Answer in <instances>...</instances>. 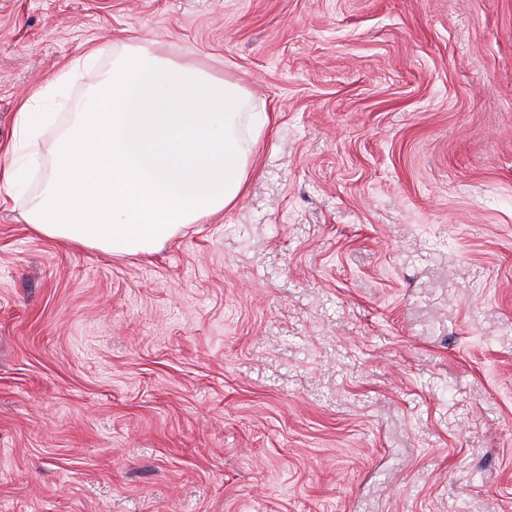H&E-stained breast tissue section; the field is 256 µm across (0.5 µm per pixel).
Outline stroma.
I'll use <instances>...</instances> for the list:
<instances>
[{
  "label": "stroma",
  "instance_id": "stroma-1",
  "mask_svg": "<svg viewBox=\"0 0 512 512\" xmlns=\"http://www.w3.org/2000/svg\"><path fill=\"white\" fill-rule=\"evenodd\" d=\"M159 41L267 113L150 255L23 213L81 84ZM0 512H512V0H0ZM45 93L46 91L42 90V88L36 90L20 106L19 112H17L16 115V125L22 138L26 137L32 132L34 119L33 114L35 113L31 112L32 107L33 104L38 101Z\"/></svg>",
  "mask_w": 512,
  "mask_h": 512
}]
</instances>
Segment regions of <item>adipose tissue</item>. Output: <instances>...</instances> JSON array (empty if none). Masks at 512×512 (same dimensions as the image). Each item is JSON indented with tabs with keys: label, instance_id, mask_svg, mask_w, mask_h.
Masks as SVG:
<instances>
[{
	"label": "adipose tissue",
	"instance_id": "obj_1",
	"mask_svg": "<svg viewBox=\"0 0 512 512\" xmlns=\"http://www.w3.org/2000/svg\"><path fill=\"white\" fill-rule=\"evenodd\" d=\"M62 79L85 90L25 215L37 234L151 254L242 199L264 120L236 80L176 62L153 40L116 49L96 70L76 59Z\"/></svg>",
	"mask_w": 512,
	"mask_h": 512
}]
</instances>
